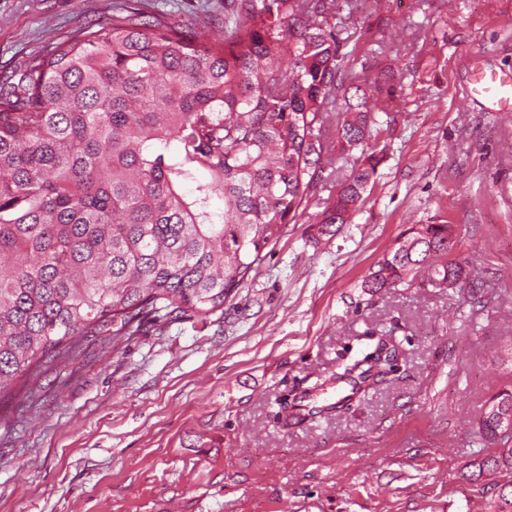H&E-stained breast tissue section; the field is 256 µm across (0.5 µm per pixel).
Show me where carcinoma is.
<instances>
[{
  "instance_id": "cac0c4a2",
  "label": "carcinoma",
  "mask_w": 512,
  "mask_h": 512,
  "mask_svg": "<svg viewBox=\"0 0 512 512\" xmlns=\"http://www.w3.org/2000/svg\"><path fill=\"white\" fill-rule=\"evenodd\" d=\"M335 0H224V41L136 9L112 14L29 61L0 86V396L67 363L91 336L145 332L161 312L205 322L224 310L263 251L297 220L323 174L336 195L313 225L349 223L381 158L375 100L355 77ZM336 122H330L331 110ZM190 184V192L184 186ZM453 225L412 224L362 283L476 287L448 259ZM392 337L280 404L282 426L334 411L328 382L362 397L395 371ZM512 385L477 423L492 449L463 478L512 475ZM490 512H512V479Z\"/></svg>"
}]
</instances>
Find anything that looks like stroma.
<instances>
[{
  "label": "stroma",
  "mask_w": 512,
  "mask_h": 512,
  "mask_svg": "<svg viewBox=\"0 0 512 512\" xmlns=\"http://www.w3.org/2000/svg\"><path fill=\"white\" fill-rule=\"evenodd\" d=\"M224 36V0H0V81L116 11ZM353 71L393 75L377 177L342 232L314 238L322 182L222 311L100 336L0 399V512H489L503 477L468 482L485 401L512 384V111L464 96L475 61L512 72V0H337ZM370 68H362V61ZM453 224V259L485 282L370 295L411 224ZM392 336L398 371L332 416L283 427L279 400L331 383Z\"/></svg>",
  "instance_id": "stroma-1"
}]
</instances>
